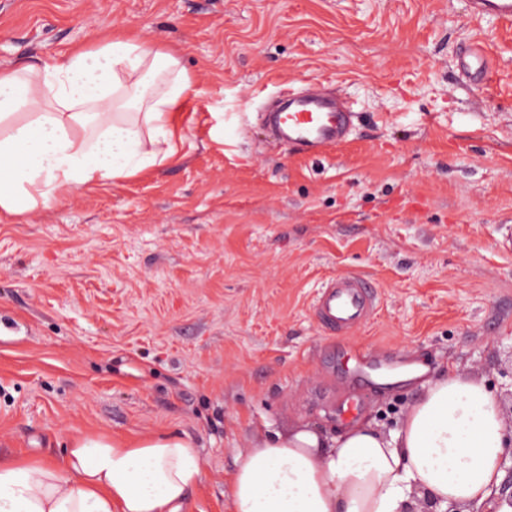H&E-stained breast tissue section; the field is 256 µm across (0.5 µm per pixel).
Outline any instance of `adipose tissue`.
<instances>
[{
  "mask_svg": "<svg viewBox=\"0 0 512 512\" xmlns=\"http://www.w3.org/2000/svg\"><path fill=\"white\" fill-rule=\"evenodd\" d=\"M198 92L178 48L116 31L63 62L0 69V213L70 201L81 189L174 160L175 116ZM424 392L389 433L369 419L272 433L232 473L233 512H512L497 500L512 449L499 398L452 367L414 363ZM194 443L84 432L55 459L0 455V512H191Z\"/></svg>",
  "mask_w": 512,
  "mask_h": 512,
  "instance_id": "adipose-tissue-1",
  "label": "adipose tissue"
}]
</instances>
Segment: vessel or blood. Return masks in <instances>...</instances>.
I'll list each match as a JSON object with an SVG mask.
<instances>
[{"mask_svg": "<svg viewBox=\"0 0 512 512\" xmlns=\"http://www.w3.org/2000/svg\"><path fill=\"white\" fill-rule=\"evenodd\" d=\"M473 18L512 19V0H469ZM461 68L478 84H487L493 73V60L482 42H472L460 58ZM353 113L342 104L312 91L307 95L287 94L283 111L272 113L269 126L276 141L290 151L316 156L339 146L352 124ZM376 308L373 285L361 276L331 280L314 307L323 332L346 336L364 325Z\"/></svg>", "mask_w": 512, "mask_h": 512, "instance_id": "vessel-or-blood-1", "label": "vessel or blood"}]
</instances>
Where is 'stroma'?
Segmentation results:
<instances>
[{"mask_svg": "<svg viewBox=\"0 0 512 512\" xmlns=\"http://www.w3.org/2000/svg\"><path fill=\"white\" fill-rule=\"evenodd\" d=\"M178 46L199 91L176 161L0 216V454L72 436L179 433L227 512L240 454L271 432L355 417L393 429L420 392L412 354L512 389V22L468 0H0V69L112 30ZM490 90L458 68L473 40ZM343 98L347 140L281 148L289 91ZM377 308L328 336L339 276ZM374 286L361 276L331 280L314 307L320 328L329 336H348L364 325L376 308Z\"/></svg>", "mask_w": 512, "mask_h": 512, "instance_id": "35a3bbf8", "label": "stroma"}]
</instances>
